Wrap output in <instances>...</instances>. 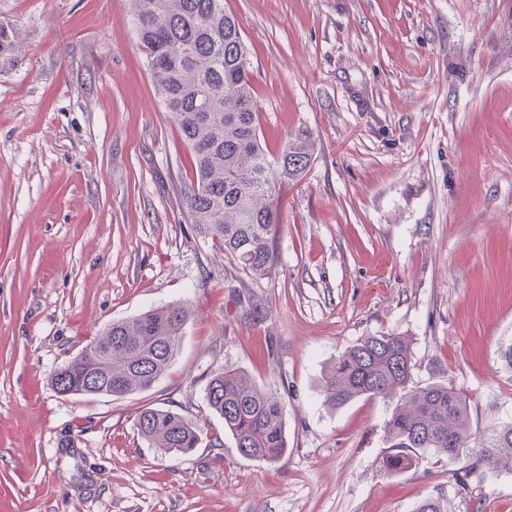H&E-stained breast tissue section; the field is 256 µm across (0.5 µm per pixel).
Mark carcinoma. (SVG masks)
Listing matches in <instances>:
<instances>
[{"label":"carcinoma","mask_w":512,"mask_h":512,"mask_svg":"<svg viewBox=\"0 0 512 512\" xmlns=\"http://www.w3.org/2000/svg\"><path fill=\"white\" fill-rule=\"evenodd\" d=\"M139 44L194 170L182 208L196 233L254 279L271 275L281 229V196L312 158L313 141L301 132L276 153L261 142L252 66L235 16L224 0H129ZM16 30L0 22V64L15 60ZM189 309L172 303L100 332L53 378L67 396L122 397L147 391L169 370L180 348ZM412 353L403 336H365L336 356L324 377V404L336 408L360 398L395 400L384 433L386 472H405L421 453L482 460L512 470V421L475 436L467 403L452 386L414 388ZM206 408L246 457L269 464L288 450L285 401L262 389L247 372H214ZM138 436L151 448L182 456L201 441L182 415L147 407L136 418Z\"/></svg>","instance_id":"1"}]
</instances>
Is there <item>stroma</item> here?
<instances>
[{
	"mask_svg": "<svg viewBox=\"0 0 512 512\" xmlns=\"http://www.w3.org/2000/svg\"><path fill=\"white\" fill-rule=\"evenodd\" d=\"M250 51L269 151L314 159L282 197L269 278L247 277L182 208L192 157L128 0H0V512H512V471L422 455L389 474L394 404L324 405L366 336L409 338L412 384L461 391L473 433L512 419V0H224ZM191 316L168 373L124 397L51 379L108 324ZM287 406L288 450L243 457L208 414L212 372ZM183 415L173 457L134 427ZM17 48L16 30L9 22H0V62L1 69L15 60ZM135 426L148 447L158 448L165 455H185L201 441L199 428L169 409L147 407L137 416Z\"/></svg>",
	"mask_w": 512,
	"mask_h": 512,
	"instance_id": "obj_1",
	"label": "stroma"
}]
</instances>
